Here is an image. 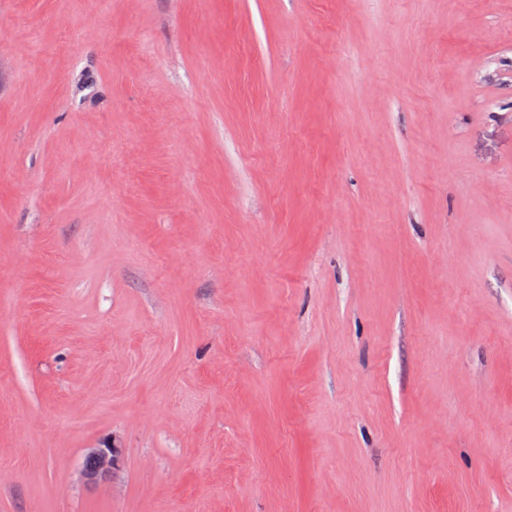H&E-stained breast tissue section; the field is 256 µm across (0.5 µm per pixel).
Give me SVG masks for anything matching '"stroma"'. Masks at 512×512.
I'll list each match as a JSON object with an SVG mask.
<instances>
[{
	"label": "stroma",
	"instance_id": "obj_1",
	"mask_svg": "<svg viewBox=\"0 0 512 512\" xmlns=\"http://www.w3.org/2000/svg\"><path fill=\"white\" fill-rule=\"evenodd\" d=\"M0 512H512V0H0Z\"/></svg>",
	"mask_w": 512,
	"mask_h": 512
}]
</instances>
